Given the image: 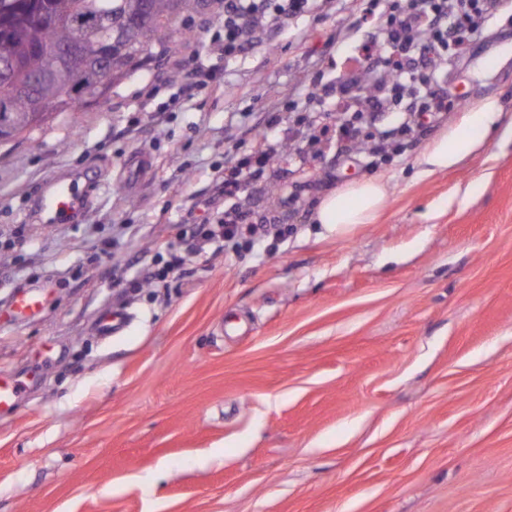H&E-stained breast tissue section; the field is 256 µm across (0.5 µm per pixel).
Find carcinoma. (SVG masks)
I'll list each match as a JSON object with an SVG mask.
<instances>
[{"mask_svg": "<svg viewBox=\"0 0 512 512\" xmlns=\"http://www.w3.org/2000/svg\"><path fill=\"white\" fill-rule=\"evenodd\" d=\"M95 0H0V10L11 12L14 22L32 27L51 44L81 42L87 67L79 74L59 70L47 78L34 92L16 98L21 115L50 112H73L80 106L98 100L106 92L105 81L122 77L137 69L156 48L171 55L182 48L188 36L175 25L180 14L199 13L211 0H149L145 21L136 25L131 20L142 12L143 0H112V74L98 71L91 56L93 42L72 20L91 10Z\"/></svg>", "mask_w": 512, "mask_h": 512, "instance_id": "obj_1", "label": "carcinoma"}]
</instances>
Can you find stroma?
<instances>
[{
  "label": "stroma",
  "mask_w": 512,
  "mask_h": 512,
  "mask_svg": "<svg viewBox=\"0 0 512 512\" xmlns=\"http://www.w3.org/2000/svg\"><path fill=\"white\" fill-rule=\"evenodd\" d=\"M223 17L222 0L180 15L194 38L176 55L0 141V373L27 386L0 417V512H512V10L448 70L463 111L388 154H290L233 197L214 182L225 152L321 92L359 14L318 0L217 59L223 96L182 97ZM489 99L494 128L467 127ZM460 132L476 149L423 174ZM66 175L79 219L41 223ZM371 176L388 184L376 223H314ZM234 208L280 236L133 287L179 226ZM23 292L40 306L18 317ZM110 312L125 326L106 338Z\"/></svg>",
  "instance_id": "35a3bbf8"
}]
</instances>
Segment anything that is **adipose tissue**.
Masks as SVG:
<instances>
[{"mask_svg": "<svg viewBox=\"0 0 512 512\" xmlns=\"http://www.w3.org/2000/svg\"><path fill=\"white\" fill-rule=\"evenodd\" d=\"M387 197V187L378 179L354 182L325 196L314 215V221L336 231L349 224L372 223Z\"/></svg>", "mask_w": 512, "mask_h": 512, "instance_id": "adipose-tissue-1", "label": "adipose tissue"}]
</instances>
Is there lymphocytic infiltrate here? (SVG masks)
Returning <instances> with one entry per match:
<instances>
[{
  "mask_svg": "<svg viewBox=\"0 0 512 512\" xmlns=\"http://www.w3.org/2000/svg\"><path fill=\"white\" fill-rule=\"evenodd\" d=\"M308 3L224 0L221 54L228 58L251 48L260 33L279 27ZM500 7L501 0H369L367 14L381 12L382 21L363 32L324 95L306 97V111L335 113L338 153L352 154L365 144L375 153L397 147L411 134L415 113L447 111L448 91L438 72L481 38ZM387 112L404 113L405 119L391 129L377 128V117ZM281 152V142L265 133L231 148L224 156L226 174L217 180L220 192L237 194L263 176ZM246 221L245 214L231 210L216 223L196 225L194 247L166 243L162 263L148 265L149 281L162 283L179 274L206 246H238Z\"/></svg>",
  "mask_w": 512,
  "mask_h": 512,
  "instance_id": "lymphocytic-infiltrate-1",
  "label": "lymphocytic infiltrate"
}]
</instances>
